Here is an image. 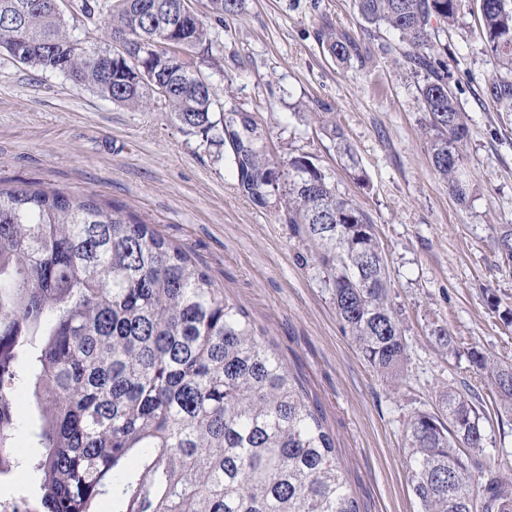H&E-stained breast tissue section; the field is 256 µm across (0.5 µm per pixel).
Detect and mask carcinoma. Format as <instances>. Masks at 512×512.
I'll return each mask as SVG.
<instances>
[{"label":"carcinoma","instance_id":"carcinoma-1","mask_svg":"<svg viewBox=\"0 0 512 512\" xmlns=\"http://www.w3.org/2000/svg\"><path fill=\"white\" fill-rule=\"evenodd\" d=\"M0 0V48L30 44L24 64L62 74L121 106H164L179 129L222 146L259 204L276 181L262 134L237 113H214L212 86L194 69L214 64L221 25L244 0H210V17H182L183 0ZM462 0H355L364 30L385 27L411 47L432 163L465 200L464 113L433 52L432 22L454 26ZM479 38L512 72V0H478ZM104 29L112 53L88 44ZM148 41L142 80L126 58ZM321 44L340 63L353 42L331 29ZM355 161L343 129H329ZM280 219L309 243L327 274L343 328L383 376L408 369L400 309L390 297L385 253L368 213L336 193L307 155L282 162ZM512 264V224L495 228ZM475 373L512 414V363L468 349ZM28 385L43 449L32 464L41 512H361L321 405L256 328L250 313L180 247L127 207L40 183L0 186V467L10 464L14 402ZM407 469L421 512H512V479L481 457L486 437L476 398L453 389L406 423Z\"/></svg>","mask_w":512,"mask_h":512}]
</instances>
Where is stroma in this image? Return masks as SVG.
Here are the masks:
<instances>
[{"mask_svg": "<svg viewBox=\"0 0 512 512\" xmlns=\"http://www.w3.org/2000/svg\"><path fill=\"white\" fill-rule=\"evenodd\" d=\"M478 27L476 0H462L455 26L436 35L467 117L462 204L433 169L407 45L384 30L364 33L354 0H245L225 19L219 63L209 71L216 105L248 113L274 160L311 156L337 193L372 218L409 346L399 379L376 373L359 354L324 273L302 264L306 245L280 220L278 195L255 203L237 182L231 147L182 133L163 109L118 106L0 51V184L36 181L120 203L186 249L320 403L361 512H420L405 424L434 410L448 387L479 396L485 453L512 462V415L498 410L467 356L475 346L512 363V324L503 320L512 312V266L491 237L494 225L512 224V112L492 91L512 83V73L484 51ZM326 28L355 42L348 64L319 42ZM324 111L343 129L368 187L337 152ZM438 325L456 351L435 343ZM15 415L10 451L19 464L0 472V502L35 508L31 465L41 450L26 391Z\"/></svg>", "mask_w": 512, "mask_h": 512, "instance_id": "1", "label": "stroma"}]
</instances>
